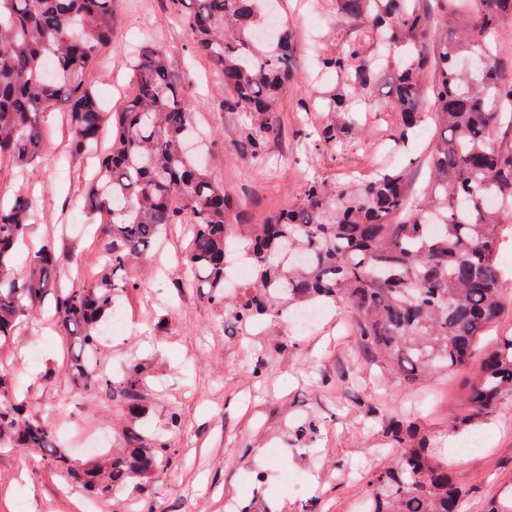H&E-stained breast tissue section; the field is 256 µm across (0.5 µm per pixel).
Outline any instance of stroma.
Segmentation results:
<instances>
[{
	"mask_svg": "<svg viewBox=\"0 0 512 512\" xmlns=\"http://www.w3.org/2000/svg\"><path fill=\"white\" fill-rule=\"evenodd\" d=\"M181 11L175 0H118L112 45L91 66L89 81L103 111H121L131 97L140 46L160 47L184 87L209 170L224 188L230 240L252 237L267 215L284 208L312 179L339 182L377 163L405 169L412 192L425 186L424 158L434 127L426 125L413 144L398 145L386 74H379L356 107L360 140L322 155L306 144L308 122L326 115L303 111L302 101H317L341 85L336 75L316 73L310 46L339 50L359 29L337 12L335 0H279L299 43L292 80L272 115L276 132L265 145L277 167L273 173L244 157L245 116L224 110L223 79L195 51ZM41 120L40 156L23 169L0 165V193L30 198L31 246L52 243L62 285H87L106 273L111 240L109 225L83 210L97 158L71 159L63 110L43 113ZM189 237V225H170L158 249L116 274V283L128 289L121 302L126 323L121 338L102 346L106 366L134 360L145 366L148 433L166 429L171 413L182 421L170 436L171 461L142 501L143 512H356L371 474L399 454L385 438L394 421L447 457L467 492L462 512H485L492 495L512 486V398L476 425H458L478 358L498 337L512 334V234L498 253L507 308L476 338L474 360L415 379L376 361L359 333L356 312L343 303L304 332L276 321L229 333L223 307L183 285L188 272L181 256ZM66 356L64 333L34 309L14 347L0 351V365L25 391L31 414L55 426L60 445L84 461L92 436H100L101 448H111L125 421L122 399L108 389L75 394L63 377ZM477 433L482 447L466 451ZM269 448L277 449L276 458L266 456ZM76 502L36 452L0 451V512H17L21 504L27 512H74Z\"/></svg>",
	"mask_w": 512,
	"mask_h": 512,
	"instance_id": "stroma-1",
	"label": "stroma"
}]
</instances>
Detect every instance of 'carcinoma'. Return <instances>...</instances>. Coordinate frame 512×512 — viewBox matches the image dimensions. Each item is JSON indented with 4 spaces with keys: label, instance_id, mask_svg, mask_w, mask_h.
Listing matches in <instances>:
<instances>
[{
    "label": "carcinoma",
    "instance_id": "1",
    "mask_svg": "<svg viewBox=\"0 0 512 512\" xmlns=\"http://www.w3.org/2000/svg\"><path fill=\"white\" fill-rule=\"evenodd\" d=\"M194 47L224 80V109L247 118L244 154L265 162L273 132L270 114L288 89L297 33L273 0H178ZM117 0H0V161L32 164L42 152L40 115L67 110L71 158L97 144L112 121V147L100 158L83 206L108 216L117 271L153 249L170 224H188L185 253L190 287L224 306L241 329L285 320L293 307L347 303L362 318L364 342L412 378L467 365L476 337L494 324L505 301L496 260L505 225L512 223V55L499 34L512 24V0H456L462 28L432 23L420 0H336L338 13L363 20L376 39L377 64L395 65L391 108L399 137L409 142L432 97L438 137L428 156L429 181L417 198L404 170L385 168L339 186L304 184L295 200L267 218L245 246L256 277L224 293V188L208 167L184 151L193 115L163 52L140 51L136 91L120 112L101 110L88 84L96 57L112 41ZM317 65L342 79L321 98L325 112L343 115L309 134L311 150L332 152L352 140L348 114L377 78L357 39L337 52L321 51ZM498 200L488 203V195ZM30 202L0 200V349L35 305L52 306L74 353L66 364L78 394L119 388L128 415L118 455L79 461L58 446L53 428L24 410L11 377L0 370V447L33 448L44 465L93 499L127 489L143 497L170 461V441L144 439L147 375L131 363L118 380L97 364L102 330L127 288L105 279L64 287L57 257L46 243L29 253L18 277L14 256L25 244ZM512 397V335L480 359L458 421L468 426ZM402 449L393 467L370 477L369 512H462L465 490L448 460L423 438L394 423L385 431ZM486 512H512V490L493 495Z\"/></svg>",
    "mask_w": 512,
    "mask_h": 512
}]
</instances>
